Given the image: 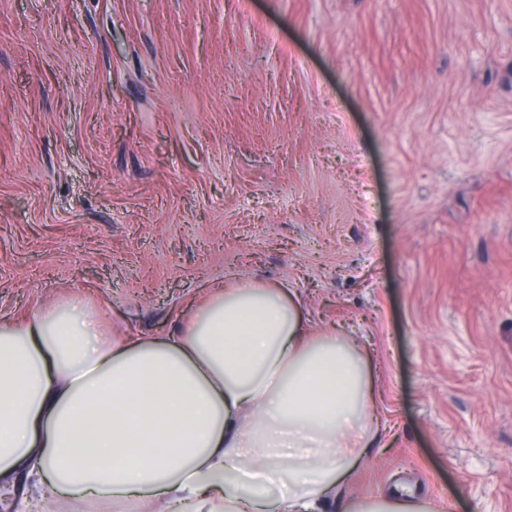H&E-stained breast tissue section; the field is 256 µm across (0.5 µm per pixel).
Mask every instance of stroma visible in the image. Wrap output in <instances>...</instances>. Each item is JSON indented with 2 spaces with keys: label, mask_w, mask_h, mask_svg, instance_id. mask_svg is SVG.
Listing matches in <instances>:
<instances>
[{
  "label": "stroma",
  "mask_w": 512,
  "mask_h": 512,
  "mask_svg": "<svg viewBox=\"0 0 512 512\" xmlns=\"http://www.w3.org/2000/svg\"><path fill=\"white\" fill-rule=\"evenodd\" d=\"M241 276L371 355L343 495L512 512V0H0V318Z\"/></svg>",
  "instance_id": "obj_1"
}]
</instances>
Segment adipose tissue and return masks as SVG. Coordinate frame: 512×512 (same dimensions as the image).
<instances>
[{
  "label": "adipose tissue",
  "instance_id": "1",
  "mask_svg": "<svg viewBox=\"0 0 512 512\" xmlns=\"http://www.w3.org/2000/svg\"><path fill=\"white\" fill-rule=\"evenodd\" d=\"M368 352L294 288L212 286L162 336L109 335L82 299L0 319V495L132 512H327L376 437ZM46 487L18 498V479ZM399 485L341 512H451Z\"/></svg>",
  "mask_w": 512,
  "mask_h": 512
}]
</instances>
